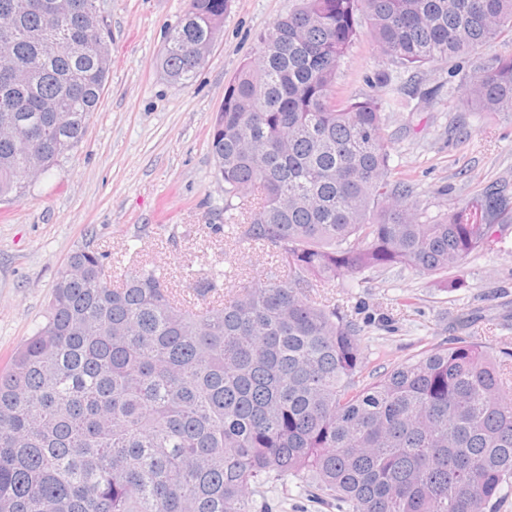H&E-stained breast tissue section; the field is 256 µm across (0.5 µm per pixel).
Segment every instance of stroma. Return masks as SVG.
<instances>
[{
	"instance_id": "35a3bbf8",
	"label": "stroma",
	"mask_w": 512,
	"mask_h": 512,
	"mask_svg": "<svg viewBox=\"0 0 512 512\" xmlns=\"http://www.w3.org/2000/svg\"><path fill=\"white\" fill-rule=\"evenodd\" d=\"M295 2L230 0L209 57L191 83L180 84L165 77L160 57L188 0H99L112 62L86 134L24 200L0 205V357L32 336L58 269L82 243L125 267L161 265L184 291L207 262L227 269L265 264L248 244L225 246L211 231L225 214L210 132L225 87L243 62L257 58L260 34ZM384 72L397 85L435 93L390 113L386 128L394 166L411 175L429 213L489 184L512 189V115L484 127L464 112L467 62L399 69L363 35L341 62L336 92L381 95L376 79ZM497 234L498 243L470 256L463 284L396 266L363 282L337 280L319 294L369 320L365 356L374 366L377 350L397 362L451 336L512 343V218ZM254 499L266 512H342L307 496L294 477L284 490L258 488Z\"/></svg>"
}]
</instances>
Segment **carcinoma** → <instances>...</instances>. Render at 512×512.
Listing matches in <instances>:
<instances>
[{
    "label": "carcinoma",
    "instance_id": "carcinoma-1",
    "mask_svg": "<svg viewBox=\"0 0 512 512\" xmlns=\"http://www.w3.org/2000/svg\"><path fill=\"white\" fill-rule=\"evenodd\" d=\"M77 2L56 19L0 0L1 204L81 143L104 90L111 52L94 47L109 31L97 0ZM228 3L189 0L160 59L170 80L197 76L192 46ZM363 24L397 66L467 60L480 121L512 113V56L477 58L512 34V0H298L225 88L210 138L232 213L212 228L274 263L211 264L191 302L159 266L115 275L75 249L0 365V512H256L253 487L290 476L347 512H491L512 484L508 343L454 336L378 371L369 324L313 298L397 265L459 270L512 213L497 183L435 217L420 207L384 134V106L412 95L384 73L386 99H336Z\"/></svg>",
    "mask_w": 512,
    "mask_h": 512
}]
</instances>
